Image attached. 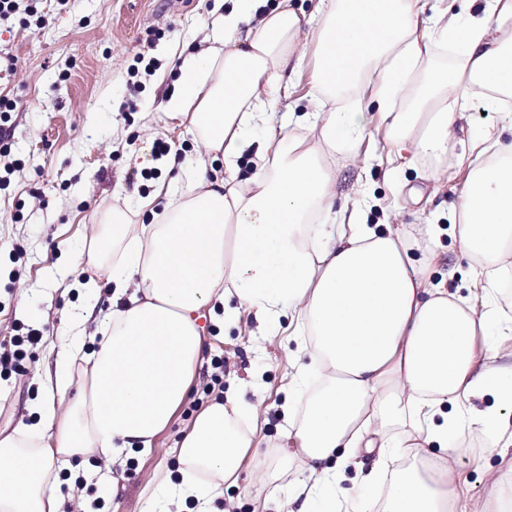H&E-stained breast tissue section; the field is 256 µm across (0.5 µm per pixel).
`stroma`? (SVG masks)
<instances>
[{
  "label": "stroma",
  "mask_w": 512,
  "mask_h": 512,
  "mask_svg": "<svg viewBox=\"0 0 512 512\" xmlns=\"http://www.w3.org/2000/svg\"><path fill=\"white\" fill-rule=\"evenodd\" d=\"M228 6V0H38L46 20L41 29L24 28L15 17L0 21V54L15 59L13 69L0 67V96L17 103L8 121L0 120V141L11 146L0 157V342L31 328L43 333L21 369L0 380L1 431L31 422L36 374L54 367L51 346L65 327L63 314L79 303L74 281L104 278L111 254L85 259L96 238L109 234L104 217L118 208L134 226L149 223L163 202L155 200L152 212L141 213L140 200L158 181L191 171L202 150L195 131L157 106L173 92L182 56L212 33ZM504 125L501 113L472 101L437 181L421 164L390 169L382 136L343 148L332 159L336 200L368 192L369 223L382 232L398 229L413 241L410 255L427 267L432 283L468 296L469 259L452 236L434 238L428 229L451 222L465 177L457 155L485 128ZM160 141L177 157L171 169L155 167ZM295 348L283 333H259L249 316L222 334L209 329L189 397L152 453L113 469L118 512H168L159 476L178 468V444L204 389L218 397L225 386H244L258 414V450L281 443L282 388L295 371ZM489 440V432L479 431L454 442L455 470L466 482L456 512H481L505 468L497 454L486 453ZM273 465L270 458L245 461L237 483L215 500L216 512H265Z\"/></svg>",
  "instance_id": "obj_1"
}]
</instances>
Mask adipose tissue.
<instances>
[{"mask_svg": "<svg viewBox=\"0 0 512 512\" xmlns=\"http://www.w3.org/2000/svg\"><path fill=\"white\" fill-rule=\"evenodd\" d=\"M418 0H317L313 13L291 0H233L221 33L186 55L177 93L159 109L192 126L206 152L182 186L159 181L163 198L141 234L129 233L123 212L112 224V264L106 280L112 309L98 308L100 288L80 283V321L92 336L58 338L54 376L33 401L32 424L0 432V512H108L117 484L98 495L76 492L100 466L150 454L156 436L187 398L207 327L237 326L253 314L265 330L287 319L295 340L296 374L285 403L305 400L276 447L270 479L274 512H373L365 491L387 485L382 512H454L459 478L449 436L494 423L500 457L512 453V364L492 361L485 335L491 324L512 325L495 301L512 269V140L487 128L460 160L466 176L451 224L460 250L474 261L482 304L432 284L409 255L407 240L378 233L362 203L337 222L335 177L327 162L344 143L364 138L381 119L390 160L435 164L466 104L464 87L485 106L512 113V0H473L438 11L419 24ZM257 22L255 34L242 35ZM314 46L312 62L298 49ZM455 45L445 64L436 45ZM309 69V112L296 125L313 135L278 136L270 104L284 75ZM266 129L255 172L245 187H226L210 161L234 169ZM86 359L82 390L67 392L70 367ZM493 395L494 405L464 411L470 398ZM250 404L236 389L196 416L178 450L180 466L159 488L185 512H211L236 483L255 448ZM439 453H431V444ZM373 456L369 471L346 489L344 469ZM298 457L300 470L287 461ZM83 462L62 475L60 459Z\"/></svg>", "mask_w": 512, "mask_h": 512, "instance_id": "1", "label": "adipose tissue"}]
</instances>
